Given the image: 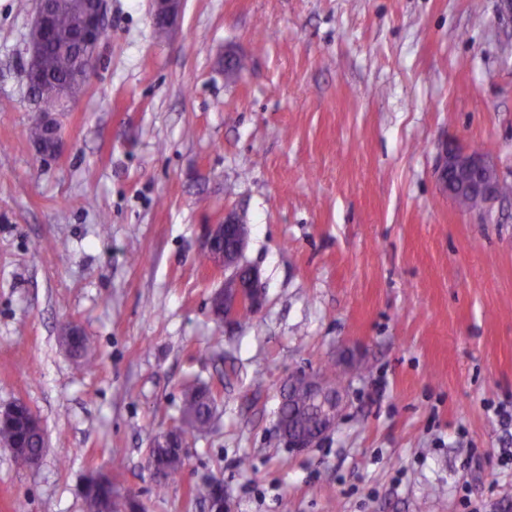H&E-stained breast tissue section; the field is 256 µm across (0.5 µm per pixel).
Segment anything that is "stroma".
<instances>
[{"mask_svg":"<svg viewBox=\"0 0 512 512\" xmlns=\"http://www.w3.org/2000/svg\"><path fill=\"white\" fill-rule=\"evenodd\" d=\"M152 12L109 0L101 60L45 157L22 77L34 0H0V407L24 400L47 440L33 468L0 447V512H87L96 473L142 512H208L190 489L212 480L231 512H512V195L469 212L438 172L453 146L512 185V14L183 0L161 40ZM228 211L265 292L234 326L210 311L223 272L200 262ZM348 351L362 371L335 430L292 451L281 386ZM191 380L217 418L161 484L149 451Z\"/></svg>","mask_w":512,"mask_h":512,"instance_id":"obj_1","label":"stroma"}]
</instances>
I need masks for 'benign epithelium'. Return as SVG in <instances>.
I'll return each mask as SVG.
<instances>
[{
    "instance_id": "obj_1",
    "label": "benign epithelium",
    "mask_w": 512,
    "mask_h": 512,
    "mask_svg": "<svg viewBox=\"0 0 512 512\" xmlns=\"http://www.w3.org/2000/svg\"><path fill=\"white\" fill-rule=\"evenodd\" d=\"M182 0H154L152 19L154 26L171 30L181 14ZM56 12V0H35L34 16L31 30L39 33L40 38L28 44V60L24 65V80L26 84L40 88L43 79L42 56L45 43L53 38V23ZM107 19V0H89V6L83 13L82 24L79 28L78 52L83 80H89L99 59V49L102 44L103 32ZM34 122L45 127L52 138L54 148L58 149L61 140L58 135L57 123L52 113L42 108L35 113ZM440 179L448 181V195L456 203L464 200V194H475L486 205L501 197V180L495 166L488 157L478 151H462L444 149L439 167ZM234 237L238 254H243L248 235V225L241 223L234 212L224 213V220L207 228L201 253L218 255L210 263L211 268L226 271L224 284L217 289L213 297L223 301L224 324L237 323L240 311L248 307L255 314L259 313L265 303V296L257 270L242 266L239 261H229L224 253L217 252L219 242L224 235ZM294 392L306 394L314 401L323 402L329 406V412L323 422L312 428L311 433L295 435L285 429L284 420L277 418L276 426L285 445L297 452L315 448L335 428L344 402V391L333 387L327 377L298 372L288 377V383L281 391V404L289 402V395ZM25 416L29 425L40 426L37 417L29 412L28 404L16 400L0 410V419Z\"/></svg>"
}]
</instances>
